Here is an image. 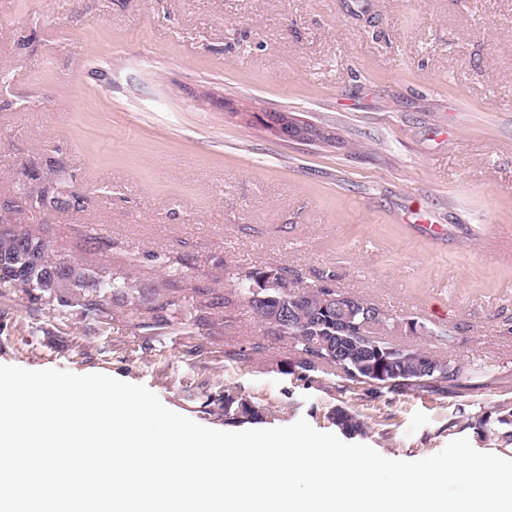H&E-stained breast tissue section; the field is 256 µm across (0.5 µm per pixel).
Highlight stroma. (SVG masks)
Wrapping results in <instances>:
<instances>
[{
	"instance_id": "1",
	"label": "stroma",
	"mask_w": 512,
	"mask_h": 512,
	"mask_svg": "<svg viewBox=\"0 0 512 512\" xmlns=\"http://www.w3.org/2000/svg\"><path fill=\"white\" fill-rule=\"evenodd\" d=\"M1 68L0 193L28 159L63 162L87 208L24 225L64 262L102 238L95 266L121 267L182 324L147 335L119 298L97 323L9 292L0 364L142 384L216 430L229 425L206 397L229 388L265 407L264 429L331 433L341 406L389 459L465 437L512 460L448 425L512 401V0H0ZM271 112L340 143L278 138ZM267 266L375 304L392 341L465 369L458 392L285 374L291 339L236 282Z\"/></svg>"
}]
</instances>
